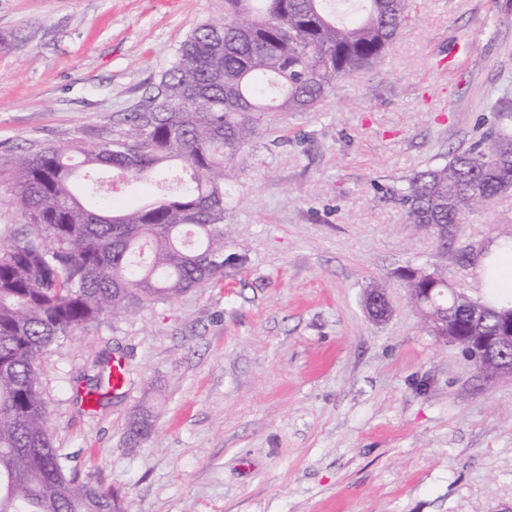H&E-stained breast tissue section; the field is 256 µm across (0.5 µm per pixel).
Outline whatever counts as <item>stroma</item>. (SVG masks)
I'll list each match as a JSON object with an SVG mask.
<instances>
[{
  "instance_id": "35a3bbf8",
  "label": "stroma",
  "mask_w": 512,
  "mask_h": 512,
  "mask_svg": "<svg viewBox=\"0 0 512 512\" xmlns=\"http://www.w3.org/2000/svg\"><path fill=\"white\" fill-rule=\"evenodd\" d=\"M224 0H0V230L21 223L12 160L120 132ZM512 18L494 0H418L379 68L311 112H269L225 193L224 280L59 338L39 359L53 445L122 512H512V378L430 336L396 273L484 295L512 194L424 229L391 199L496 125ZM381 282L392 313L364 307ZM127 387L86 408L105 353ZM153 430L130 441L138 411Z\"/></svg>"
}]
</instances>
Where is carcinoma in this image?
Returning <instances> with one entry per match:
<instances>
[{
	"label": "carcinoma",
	"instance_id": "cac0c4a2",
	"mask_svg": "<svg viewBox=\"0 0 512 512\" xmlns=\"http://www.w3.org/2000/svg\"><path fill=\"white\" fill-rule=\"evenodd\" d=\"M410 0H224L179 45L161 76L166 98L146 97L126 128L92 146H51L14 158L11 193L24 223L0 233V512H121L118 494L61 462L38 390V360L57 339L147 302L224 280V184L264 112H309L336 80L383 63ZM196 83L202 100L186 94ZM173 160L192 171L164 182L132 211L112 208L88 179L145 180ZM512 189V107L498 126L444 165L396 191L407 223L463 224ZM407 295L443 289L424 267L399 273ZM77 396L112 393L105 370Z\"/></svg>",
	"mask_w": 512,
	"mask_h": 512
}]
</instances>
